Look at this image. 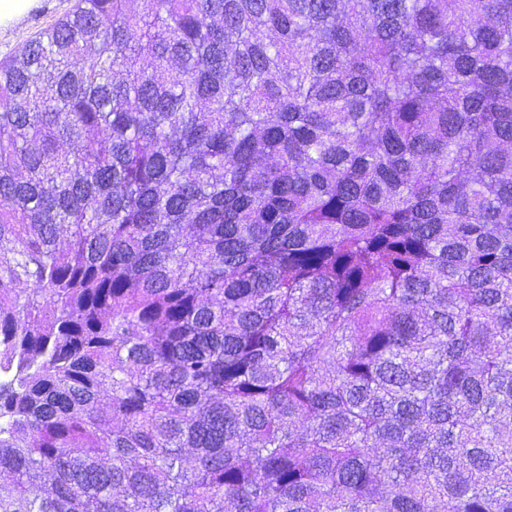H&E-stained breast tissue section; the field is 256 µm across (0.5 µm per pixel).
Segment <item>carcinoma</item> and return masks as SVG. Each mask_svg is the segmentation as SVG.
<instances>
[{"mask_svg": "<svg viewBox=\"0 0 512 512\" xmlns=\"http://www.w3.org/2000/svg\"><path fill=\"white\" fill-rule=\"evenodd\" d=\"M4 473L512 512V0H77L1 61Z\"/></svg>", "mask_w": 512, "mask_h": 512, "instance_id": "carcinoma-1", "label": "carcinoma"}]
</instances>
